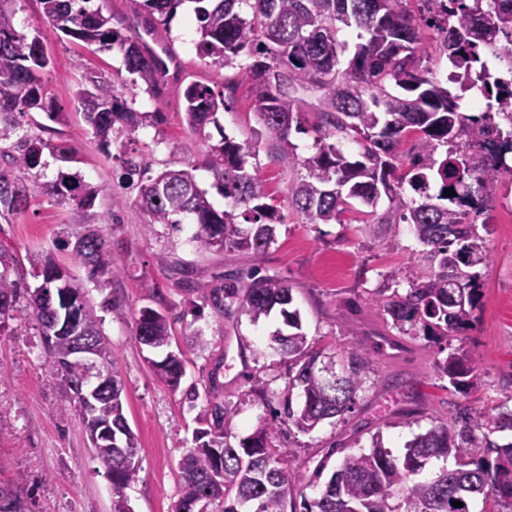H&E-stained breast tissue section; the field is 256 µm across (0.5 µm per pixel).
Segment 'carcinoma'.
<instances>
[{"label":"carcinoma","instance_id":"carcinoma-1","mask_svg":"<svg viewBox=\"0 0 512 512\" xmlns=\"http://www.w3.org/2000/svg\"><path fill=\"white\" fill-rule=\"evenodd\" d=\"M12 0H0V215L27 208L32 191L18 173L40 176L45 153L70 160L68 150L40 138L19 134L21 117L43 112L52 120L55 104L43 81L48 57L41 41L19 33L13 23ZM90 0H39L43 15L67 37L103 50L117 49L125 70L135 76L120 84L98 76L79 89L85 118L99 148L112 146L116 130L133 134L142 124L127 94L144 86L154 90L166 70L158 63L143 34L154 36L167 26L177 8L193 4L199 25L197 55L225 68L239 67L250 83L251 107L265 132L279 142L277 160L288 169H300L289 182L286 201L304 223H342L341 216L358 200L372 210L356 227L371 237L381 225L408 224L426 246L407 272L408 290L379 288L373 302L403 336L428 342H448L466 331L482 296L477 268L488 264L485 237L469 223L468 196L473 185L498 181L500 166L487 163L483 138L508 142L490 112L478 115L459 111V106L430 67L432 55L446 56L451 64H466L476 81L486 82L478 69L480 51L497 43L512 56V0H442L431 13L430 0H144V33H124L113 27L104 4L86 7ZM419 8L412 9V3ZM428 13L426 27L437 31L435 44L426 43L415 13ZM355 29L358 43L351 58L343 60L348 42L340 39L345 29ZM254 48V60L237 65L240 52ZM317 95L313 148L300 157L289 141L291 129L302 130V116L309 103L304 95ZM185 119L194 133L218 124L217 113L226 107L224 95L203 82L185 90ZM413 146L408 166L398 163L399 148L406 139ZM343 141L360 146L355 157L339 148ZM259 153V140L240 142L222 134L208 147L201 167L213 175L212 187L224 197L217 209L208 190L199 186L190 171L163 170L148 174L135 156L120 161L129 180L136 181L138 202L146 214V228L168 224L182 230L191 218L190 242L200 249L261 252L274 243L278 220L276 197L269 193L258 166L250 159ZM440 184L437 195L427 193L430 182ZM422 195V201L405 197L404 187ZM455 195L446 196L444 190ZM46 191L92 208L101 187L60 173ZM388 208L374 210L381 197ZM74 259L88 271L92 282L116 271V262L102 235L89 229L78 240ZM11 261L0 253V327L7 320L34 321L44 345L48 367L61 378L67 394L65 409L86 420L85 409L71 386L87 381V366L71 354L74 337L86 336L114 359L102 330V319L86 299L84 287L62 272L50 255L35 260L33 276L46 284L42 294L21 277L13 278ZM224 311L240 310L257 322L279 308L288 334L275 338L280 355L288 359L289 389L302 391L304 402L295 410L284 399L282 412L272 424H288L310 432L321 422L340 418L356 405L373 372L367 351H352L332 370L321 354L308 348L299 313L290 309L292 288L278 276L249 274L243 288H226ZM23 308H18L20 300ZM139 343L161 349L170 344L166 315L146 306L136 321ZM155 372L173 391L185 376L182 353L168 352L152 362ZM457 391L477 385L479 372L462 354L453 352L435 363ZM102 431H112L119 448L93 455L112 482V512H132L124 489L132 480L128 457L137 454L136 439L124 415L122 393L102 395L94 409ZM462 427H457V423ZM205 427L194 431L195 447L180 463L182 496L175 512H468L453 502H467L475 494L488 503L487 512H512V442L497 444L490 434L512 429V409L494 416L461 415L453 422H439L408 442L396 456L380 436L372 445L346 455L334 469L330 456L321 458L311 475L291 468L287 446L271 444L268 429L233 443L227 430V408L215 400L209 404ZM485 448L494 454L479 455ZM453 457L455 468L443 469L431 478H420L433 460ZM323 482L317 495L288 498L297 484ZM8 501V507L1 502ZM0 512H26L14 496L12 483L0 484Z\"/></svg>","mask_w":512,"mask_h":512}]
</instances>
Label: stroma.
<instances>
[{
  "label": "stroma",
  "instance_id": "obj_1",
  "mask_svg": "<svg viewBox=\"0 0 512 512\" xmlns=\"http://www.w3.org/2000/svg\"><path fill=\"white\" fill-rule=\"evenodd\" d=\"M13 9L16 29L38 37L50 60L44 81L58 110L53 121L41 112L28 114L22 132L62 145L71 156L67 162L46 157L40 180L54 181L65 171L102 191L88 210L35 191L24 211L0 218V250L17 260L20 275H30L31 255L49 252L85 282L88 299L101 311L102 329L124 381L125 415L137 440L139 468L125 494L133 512H173L181 495L179 463L193 445L207 400L188 401L156 378L148 363L152 350L136 340L139 310L150 306L167 316L171 348L186 360V383L202 389L217 378L230 430L243 438L271 422V409L284 398L296 405L301 398L288 394V365L273 341L285 329L279 314L254 323L242 312L225 313L209 301L211 290L243 286L256 269L287 279L310 346L330 357L360 349L364 334H390L371 294L385 279L407 291L406 273L423 246L406 224L375 238L358 235L355 228L363 215L355 211L339 224L303 223L283 201L292 173L275 161L276 143L269 139L261 141L257 163L280 200L281 222L264 253L198 249L189 241L193 229L188 225L180 231L164 224L145 230L137 191L123 179L120 155H140L155 173L194 168L200 186L209 187L210 174L198 166L208 141H219L224 133L242 141L261 127L250 108L248 83L225 87L223 69L196 53L193 13L177 10L168 21L170 40L164 45L175 63L159 77L157 94L138 92L133 103L148 118L134 135L115 134L106 153L88 131L77 91L86 73L109 78L121 70L120 53L95 52L63 35L43 15L38 0H15ZM194 81L222 89L227 103L207 141L185 121L184 91ZM156 110L162 122L151 119ZM482 219L488 225L490 254L482 270L483 296L472 326L448 342L449 349L463 352L477 367L478 384L454 391L448 378L434 371L437 345L401 337L402 351L376 353L366 390L343 420L325 421L309 433L275 429L272 443L288 445L296 467L307 468L325 454L338 464L344 445L369 448L376 433L399 455L433 423L460 410L490 413L512 396V210L490 204ZM87 224L96 225L116 261L104 288L88 283L84 267L72 256L70 244ZM109 302L123 307L122 317L106 311ZM345 317L353 333L341 331ZM0 365L6 369L0 379V481L21 480L28 512H111L112 484L93 457L82 423L62 409V383L48 370L34 325L9 321L0 328ZM255 375L267 384V405L257 404L249 393Z\"/></svg>",
  "mask_w": 512,
  "mask_h": 512
}]
</instances>
